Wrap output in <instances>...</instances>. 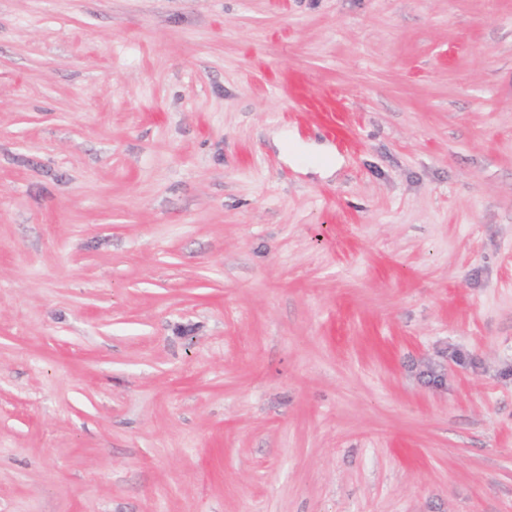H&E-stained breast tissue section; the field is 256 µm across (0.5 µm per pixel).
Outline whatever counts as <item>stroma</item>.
Returning <instances> with one entry per match:
<instances>
[{
  "label": "stroma",
  "mask_w": 512,
  "mask_h": 512,
  "mask_svg": "<svg viewBox=\"0 0 512 512\" xmlns=\"http://www.w3.org/2000/svg\"><path fill=\"white\" fill-rule=\"evenodd\" d=\"M0 512H512V0H0ZM293 97L299 100L306 112H319L322 119L331 124L336 123V99L332 94L316 92L304 85L294 89Z\"/></svg>",
  "instance_id": "35a3bbf8"
}]
</instances>
